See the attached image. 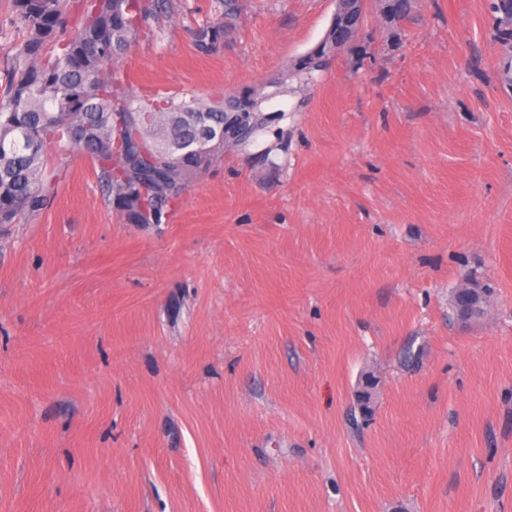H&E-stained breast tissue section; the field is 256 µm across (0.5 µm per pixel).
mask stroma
Returning a JSON list of instances; mask_svg holds the SVG:
<instances>
[{
  "label": "stroma",
  "mask_w": 512,
  "mask_h": 512,
  "mask_svg": "<svg viewBox=\"0 0 512 512\" xmlns=\"http://www.w3.org/2000/svg\"><path fill=\"white\" fill-rule=\"evenodd\" d=\"M135 94L276 78L333 0H167ZM490 0H417L268 102L279 135L133 224L93 161L0 235V512H512V55ZM469 281L487 315L449 310ZM419 351L418 364L400 356ZM375 381L361 421L356 392ZM237 0H220L214 15L195 31V45L206 54L217 53L224 46L228 23L239 10Z\"/></svg>",
  "instance_id": "obj_1"
}]
</instances>
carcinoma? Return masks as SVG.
<instances>
[{"mask_svg": "<svg viewBox=\"0 0 512 512\" xmlns=\"http://www.w3.org/2000/svg\"><path fill=\"white\" fill-rule=\"evenodd\" d=\"M12 0L22 33L0 94V225L37 216L56 195L48 158H91L102 190L133 224H162L170 207L211 161L229 148H247L282 114L263 103L288 80L309 84L326 70L336 25L265 87H245L219 99L135 96L116 63L147 36L162 12L160 0ZM413 0H382L388 23L399 28ZM237 0H219L195 31L206 54L224 46ZM496 36L512 49V8L492 0ZM227 131L200 152L208 129Z\"/></svg>", "mask_w": 512, "mask_h": 512, "instance_id": "carcinoma-1", "label": "carcinoma"}]
</instances>
